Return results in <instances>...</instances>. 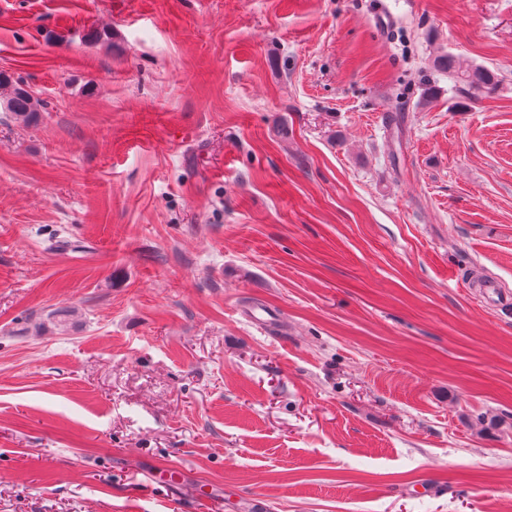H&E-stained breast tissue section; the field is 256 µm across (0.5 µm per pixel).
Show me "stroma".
Masks as SVG:
<instances>
[{
  "instance_id": "35a3bbf8",
  "label": "stroma",
  "mask_w": 512,
  "mask_h": 512,
  "mask_svg": "<svg viewBox=\"0 0 512 512\" xmlns=\"http://www.w3.org/2000/svg\"><path fill=\"white\" fill-rule=\"evenodd\" d=\"M387 6L0 0V512H512V0ZM433 67L447 72L449 76L456 78L457 81L474 91L493 89L498 83L495 75L487 69L476 67L462 70L457 60L450 55L436 58ZM0 101L5 109L22 122H36L41 104L18 81L0 72Z\"/></svg>"
}]
</instances>
